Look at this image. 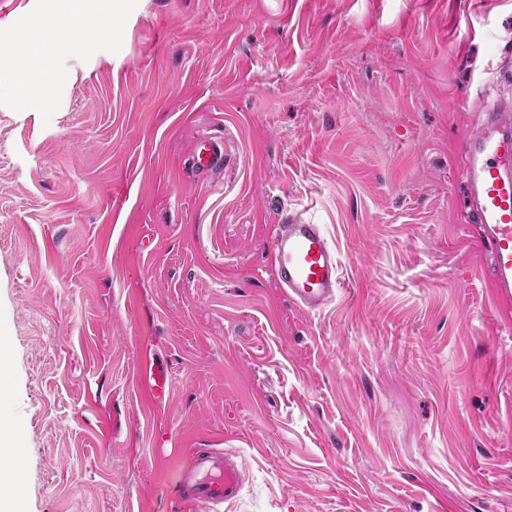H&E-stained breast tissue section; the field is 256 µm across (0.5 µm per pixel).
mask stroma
Instances as JSON below:
<instances>
[{"label":"stroma","instance_id":"stroma-1","mask_svg":"<svg viewBox=\"0 0 512 512\" xmlns=\"http://www.w3.org/2000/svg\"><path fill=\"white\" fill-rule=\"evenodd\" d=\"M39 10L74 49L21 71ZM502 95L512 0H0L24 512H208L180 497L198 448L246 475L222 512H512V300L460 205V143ZM214 135L224 169L198 175ZM289 216L338 251L317 312L274 279ZM193 164L204 173L224 166V141L214 137L200 139L193 155ZM141 373L146 383L151 401L162 406L170 397L172 374L165 358L155 355H146Z\"/></svg>","mask_w":512,"mask_h":512}]
</instances>
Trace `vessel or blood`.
Returning <instances> with one entry per match:
<instances>
[{"instance_id":"1","label":"vessel or blood","mask_w":512,"mask_h":512,"mask_svg":"<svg viewBox=\"0 0 512 512\" xmlns=\"http://www.w3.org/2000/svg\"><path fill=\"white\" fill-rule=\"evenodd\" d=\"M465 199L481 226L482 243L490 255V279L500 298L512 296V101L487 109L482 124L460 146ZM193 163L208 173L224 165V142L200 139ZM275 277L282 294L298 308L315 312L328 305L340 286L335 246L322 225L285 218L273 238ZM141 373L151 401L164 405L172 374L165 358L146 355ZM181 482L185 498L209 507L235 501L243 479L229 455L196 449Z\"/></svg>"}]
</instances>
